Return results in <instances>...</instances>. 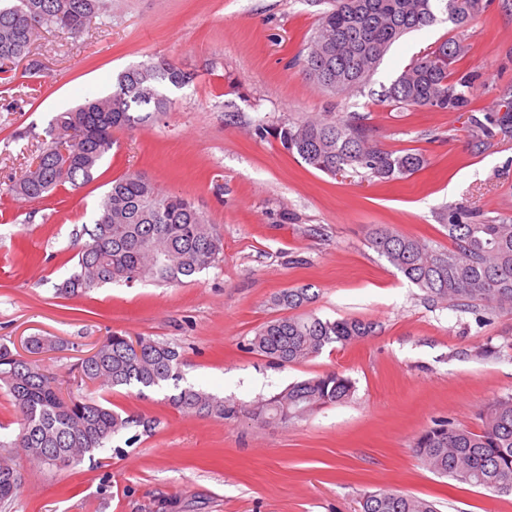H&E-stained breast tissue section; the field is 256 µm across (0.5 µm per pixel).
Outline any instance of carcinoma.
<instances>
[{"label":"carcinoma","mask_w":512,"mask_h":512,"mask_svg":"<svg viewBox=\"0 0 512 512\" xmlns=\"http://www.w3.org/2000/svg\"><path fill=\"white\" fill-rule=\"evenodd\" d=\"M302 59L306 76L320 87L341 93L365 84L389 48L402 36L437 23L440 17L461 29L482 12L483 0H326ZM112 16V0H3L0 3V75L13 78L18 62L40 71L30 58L43 31L77 37L95 21ZM464 52L459 41L438 48L406 67L383 97L405 109L467 112L473 76L455 63ZM192 82L168 60L141 63L120 72L116 90L89 96L57 115L47 130L50 141L30 156L28 171L12 182L10 193L27 200L46 197L66 185L79 188L94 179L112 149V132L131 129L166 112L172 105L167 87ZM495 126L512 128V106L499 115L474 120L476 133ZM270 133L291 154L329 175L347 168L365 169L381 181L403 179L427 164L420 153L395 154L371 143L365 117L352 113L307 117ZM450 249L400 234L372 232L370 245L425 293L432 304L463 310L512 309V222H471L469 211L448 207ZM76 254L68 277L58 285L62 296H79L114 282L178 284L220 260L223 240L193 201L164 193L146 177L124 173L111 185L91 225L75 232ZM311 288H287L272 305L285 315L264 323L249 340L250 350L279 365L299 364L336 343L375 333L376 325L356 318L330 320L296 310L312 303ZM57 348L46 336H30L29 354ZM184 359L178 348L145 336L114 333L103 339L93 358L76 370L88 393L63 396L61 383L38 360L0 344V390L8 397L17 428L0 437V504L13 500L21 484L15 450L41 467L63 469L106 445L131 426L150 432L155 421L124 416L102 404L100 389H160L173 382L178 392L167 401L179 411L221 420L244 412L258 424H288L316 410L341 404L353 394L352 380L328 372L289 384L268 398L240 407L209 391L181 388ZM477 431L436 420L416 438L413 451L433 473L497 494L512 495V395L499 397L480 414ZM361 512H437L435 504L399 490L366 492Z\"/></svg>","instance_id":"1"}]
</instances>
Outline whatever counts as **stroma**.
<instances>
[{
    "label": "stroma",
    "instance_id": "stroma-1",
    "mask_svg": "<svg viewBox=\"0 0 512 512\" xmlns=\"http://www.w3.org/2000/svg\"><path fill=\"white\" fill-rule=\"evenodd\" d=\"M318 0H112V16L74 39L48 32L32 47L39 73L0 80V343L51 336L40 363L66 387L74 365L118 332L177 345L182 386L248 404L288 384L335 371L350 400L291 425L186 415L172 387L118 388L122 415L155 419L133 444L113 440L63 470L17 465L22 484L0 512H358L363 492L397 489L440 512H512V495L456 483L413 451L445 419L478 430L479 414L512 394V313L432 305L368 243L390 226L451 247L448 209L475 222L512 220V136H478L473 121L512 101V0H491L462 30L439 22L402 37L370 80L330 93L296 56L318 25ZM467 48L455 67L479 75L468 112L403 109L382 100L411 60L444 40ZM169 59L192 82L169 88L172 107L145 126L115 132L94 180L43 200L7 194L59 112L105 96L129 66ZM326 112L367 115L378 146L422 153L428 164L381 182L365 170L329 176L289 154L269 127ZM127 172L185 196L223 237L219 262L186 283L107 284L69 298L73 234L93 223L108 184ZM308 285L311 311L375 323L374 335L328 347L292 366L246 344L278 317L271 297Z\"/></svg>",
    "mask_w": 512,
    "mask_h": 512
}]
</instances>
